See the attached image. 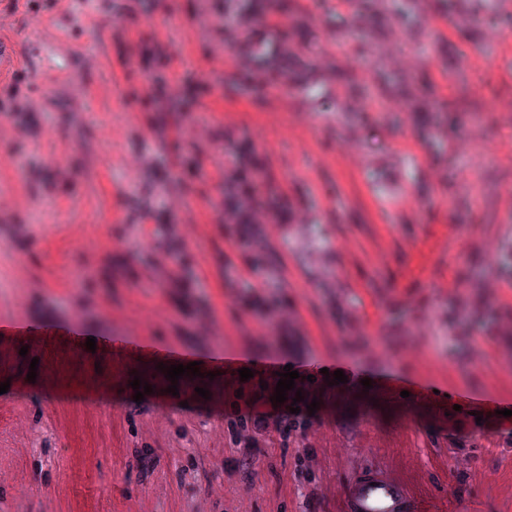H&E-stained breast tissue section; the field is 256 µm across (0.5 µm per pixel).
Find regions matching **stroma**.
I'll use <instances>...</instances> for the list:
<instances>
[{
  "mask_svg": "<svg viewBox=\"0 0 512 512\" xmlns=\"http://www.w3.org/2000/svg\"><path fill=\"white\" fill-rule=\"evenodd\" d=\"M317 45V83L291 92L243 78L224 0H0V319L74 323L84 336L135 337L158 350L187 349L197 362L232 351L262 364H343L365 377L438 384L476 397L487 388L512 400V345L487 337L491 316L449 315L481 295L489 277L498 303L512 305V119L490 112L512 97V22L481 28L491 55L474 56L435 8L418 5L411 24L370 48L376 68L427 77L440 99L458 54L486 112L439 117L422 144L415 115L398 98H346L337 67L365 78L343 49L360 27L350 0H300ZM41 41L56 53L31 52ZM249 141L290 195L287 244L279 245L299 336L241 342L256 326L224 278L235 247L211 216L224 201L231 156L225 134ZM466 142L435 167L431 148ZM164 208L196 225L186 244V292L173 300L154 263L166 228L142 221ZM14 224L26 227L11 237ZM436 227L417 263L399 253L408 228ZM419 273L421 306L385 305L386 289ZM223 320L224 334L181 333V310ZM421 361L403 353L412 329ZM482 362L470 356L472 344ZM38 368H31V361ZM160 358H116L111 347L73 346L37 333L0 336V512H340L355 469L390 468L449 512L512 507V448L489 438L457 471L448 444L453 419L431 399L383 409L362 387L337 398L320 386L301 410L316 428L308 448L276 439L256 449L257 466L228 429L247 412L290 410L274 388L219 373L180 378L177 394ZM35 381H28V372ZM151 385L135 402L133 379ZM209 390V398L199 389ZM354 419L364 448L337 445L336 422Z\"/></svg>",
  "mask_w": 512,
  "mask_h": 512,
  "instance_id": "stroma-1",
  "label": "stroma"
}]
</instances>
